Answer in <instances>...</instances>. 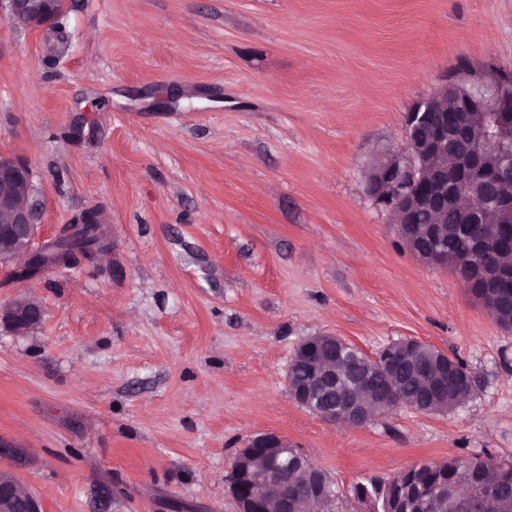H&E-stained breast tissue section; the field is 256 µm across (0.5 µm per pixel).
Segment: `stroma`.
I'll use <instances>...</instances> for the list:
<instances>
[{
  "label": "stroma",
  "mask_w": 512,
  "mask_h": 512,
  "mask_svg": "<svg viewBox=\"0 0 512 512\" xmlns=\"http://www.w3.org/2000/svg\"><path fill=\"white\" fill-rule=\"evenodd\" d=\"M0 12V154L25 161L37 244L96 211L95 258L0 266V436L43 512H237L225 477L274 434L334 483L415 463L512 464V328L416 258L367 193L405 117L458 66L512 69V0H63ZM34 300L32 328L10 304ZM415 339L478 382L457 407L360 427L298 404L295 349ZM57 1L59 13L61 0H8L10 14L20 22L38 23L48 22L57 15ZM8 314L12 322L19 329H28L37 325L42 317L40 307L26 299L13 302Z\"/></svg>",
  "instance_id": "stroma-1"
}]
</instances>
